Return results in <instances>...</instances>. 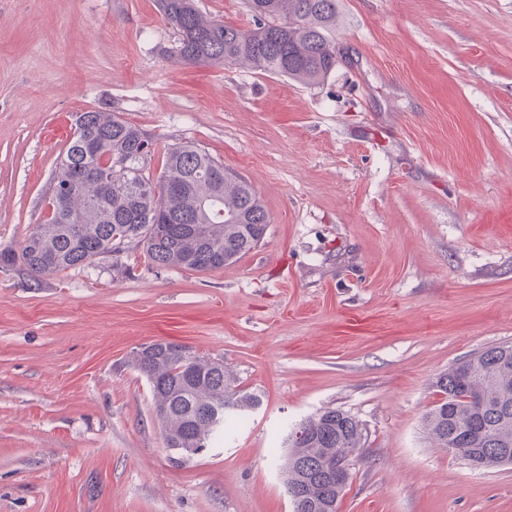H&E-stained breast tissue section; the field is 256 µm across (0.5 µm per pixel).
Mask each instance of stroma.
Segmentation results:
<instances>
[{
    "label": "stroma",
    "instance_id": "35a3bbf8",
    "mask_svg": "<svg viewBox=\"0 0 512 512\" xmlns=\"http://www.w3.org/2000/svg\"><path fill=\"white\" fill-rule=\"evenodd\" d=\"M308 85L187 66L157 0H0V247L43 223L78 113L114 112L247 179L269 228L219 270L106 255L0 269V512H291L281 442L363 428L339 512H512V466L428 436L437 377L512 343V0H340ZM168 339L262 406L174 459L129 365Z\"/></svg>",
    "mask_w": 512,
    "mask_h": 512
}]
</instances>
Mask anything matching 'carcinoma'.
Wrapping results in <instances>:
<instances>
[{
    "instance_id": "cac0c4a2",
    "label": "carcinoma",
    "mask_w": 512,
    "mask_h": 512,
    "mask_svg": "<svg viewBox=\"0 0 512 512\" xmlns=\"http://www.w3.org/2000/svg\"><path fill=\"white\" fill-rule=\"evenodd\" d=\"M257 23L242 29L207 17L196 0H158L177 34L174 59L184 65L246 64L305 84L336 67L333 32L339 0H247ZM49 185L50 219L37 225L20 251L0 250V266L28 281L88 266L104 255L140 249L157 269L208 272L236 262L263 240L267 213L252 185L194 145H175L157 178L150 175L152 138L139 126L102 111L80 112ZM96 141L94 153L85 143ZM86 176L75 175L78 167ZM112 179L101 194L99 181ZM153 342L132 365L149 381L166 447L205 448L225 427L262 405L237 384L224 361L196 354L186 363ZM440 399L424 415L432 440L476 469L500 465L512 452V345H493L458 363L436 381ZM352 415L326 409L302 421L285 440L288 483L303 484L336 450L361 447ZM306 512H338L342 492L308 491Z\"/></svg>"
}]
</instances>
